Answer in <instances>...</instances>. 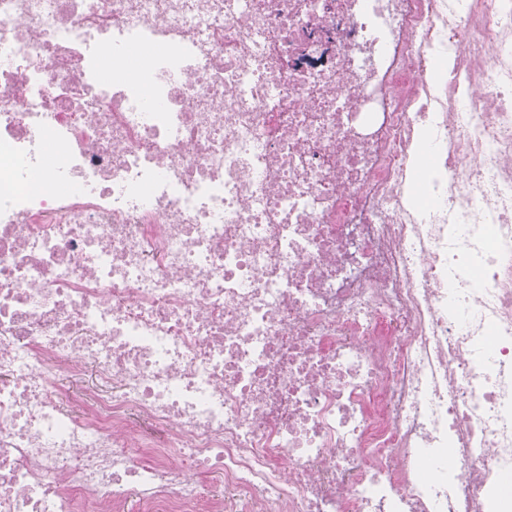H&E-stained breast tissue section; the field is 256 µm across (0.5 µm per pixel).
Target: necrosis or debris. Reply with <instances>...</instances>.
<instances>
[{"label": "necrosis or debris", "mask_w": 512, "mask_h": 512, "mask_svg": "<svg viewBox=\"0 0 512 512\" xmlns=\"http://www.w3.org/2000/svg\"><path fill=\"white\" fill-rule=\"evenodd\" d=\"M132 498L512 512V0H0V512Z\"/></svg>", "instance_id": "4bbe7bcc"}]
</instances>
